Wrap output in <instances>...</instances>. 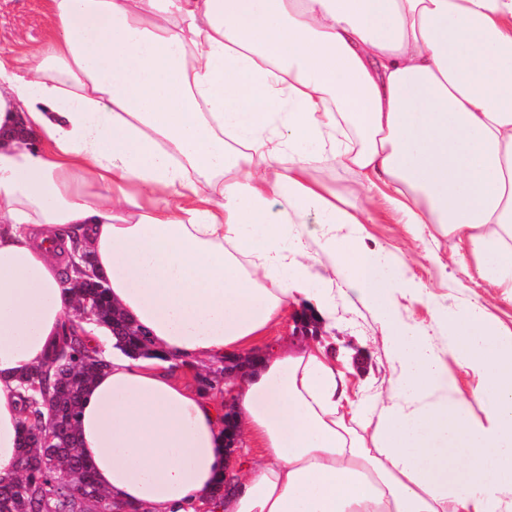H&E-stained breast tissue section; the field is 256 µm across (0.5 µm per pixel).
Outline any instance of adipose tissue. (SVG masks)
I'll use <instances>...</instances> for the list:
<instances>
[{
    "mask_svg": "<svg viewBox=\"0 0 512 512\" xmlns=\"http://www.w3.org/2000/svg\"><path fill=\"white\" fill-rule=\"evenodd\" d=\"M51 39L0 57V479L16 475L20 379L76 330L109 367L79 453L128 512H512V329L436 309L478 375L459 394L396 299L423 297L383 248L377 211L437 225L450 261L512 303V0H50ZM355 171L367 196L325 175ZM308 232L385 329L396 377L375 447L322 349L255 355L297 293L332 317ZM86 253L157 355L70 321ZM246 359L230 410L173 365ZM483 402L473 417L471 401ZM234 422L262 451L237 472ZM227 483V496L213 489Z\"/></svg>",
    "mask_w": 512,
    "mask_h": 512,
    "instance_id": "1",
    "label": "adipose tissue"
}]
</instances>
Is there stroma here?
<instances>
[{
  "label": "stroma",
  "mask_w": 512,
  "mask_h": 512,
  "mask_svg": "<svg viewBox=\"0 0 512 512\" xmlns=\"http://www.w3.org/2000/svg\"><path fill=\"white\" fill-rule=\"evenodd\" d=\"M50 37L47 0H0V55L24 59L32 48ZM365 231L368 243L382 244L394 261L433 295L430 303L398 298L397 315L425 330L458 392L470 397L477 379L473 373L460 369L448 352L442 333L434 326L432 306L444 305L453 314L469 302L479 301L486 305L492 318L512 328V304L499 303L495 288L465 279L455 265L443 268L436 264L435 256H447L449 244L433 225H424L415 234L406 225L391 223L369 224ZM327 285L336 299V318L323 324L321 336L312 337L311 342L333 355L337 369L348 378L351 399L380 410L392 392L395 378L383 331L372 313L348 293L342 279L329 278Z\"/></svg>",
  "instance_id": "obj_1"
}]
</instances>
